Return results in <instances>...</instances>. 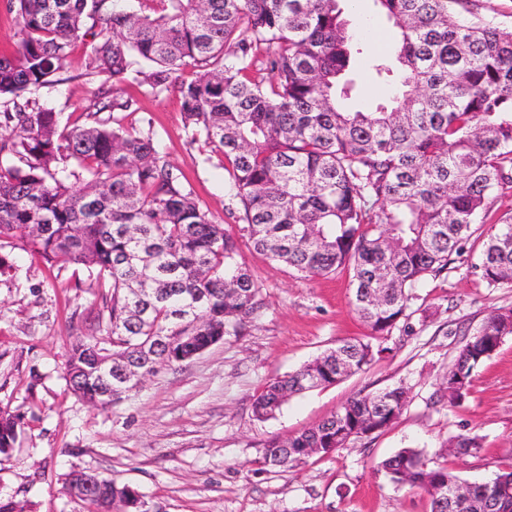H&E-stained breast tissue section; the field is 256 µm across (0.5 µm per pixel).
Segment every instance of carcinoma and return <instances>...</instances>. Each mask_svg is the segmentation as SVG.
<instances>
[{
    "label": "carcinoma",
    "instance_id": "cac0c4a2",
    "mask_svg": "<svg viewBox=\"0 0 512 512\" xmlns=\"http://www.w3.org/2000/svg\"><path fill=\"white\" fill-rule=\"evenodd\" d=\"M351 0H0L16 14V50L0 55V238L50 266L83 265L107 283L99 334L76 339L66 381L102 410L118 402L101 364L148 355L169 364L238 334L262 305L237 240L195 197L150 127L125 119L137 101L123 84L174 94L184 130L223 156L224 192L254 249L304 276L352 269L355 313L369 339L326 350L255 399L260 420L288 399L368 367L406 316L413 290L448 271L492 195L512 187V28L480 0H374L399 35L372 69L396 86L374 108L352 77L361 37ZM99 28L84 57L92 82L86 122L61 125L40 91L64 73L86 23ZM193 69L190 79L180 76ZM267 77H258L261 72ZM473 273L512 288V216L490 226ZM512 335V310L491 313L462 347L436 402L462 405L475 369ZM410 402L402 386L357 395L316 426L268 443L265 462L291 468L306 448H343L389 428ZM17 422L0 418V452ZM390 480L429 491L458 476L403 448L382 462ZM68 494L89 512H138L123 486ZM494 497L474 484L479 512Z\"/></svg>",
    "mask_w": 512,
    "mask_h": 512
}]
</instances>
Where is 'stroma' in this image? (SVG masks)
<instances>
[{
    "label": "stroma",
    "mask_w": 512,
    "mask_h": 512,
    "mask_svg": "<svg viewBox=\"0 0 512 512\" xmlns=\"http://www.w3.org/2000/svg\"><path fill=\"white\" fill-rule=\"evenodd\" d=\"M348 18L354 30H370V55L393 52L392 25L371 0H359ZM85 48L78 42L69 59V81L43 93L49 107L79 124L91 89L80 76ZM124 91L138 101L132 123L151 125L195 196L237 238L265 305L241 334L161 368L103 411L71 393L65 367L76 338L95 331L104 284L84 266L58 269L27 256L14 239H0V256L13 266L0 275V412L19 421L12 447L0 453V500L21 512H86L65 481L71 471L90 470L136 489L149 512H430L428 495L392 483L383 460L417 448L469 483L512 465V336L475 370L462 406L430 402L464 330L480 328L491 311L512 309V288L487 287L473 274L482 247L476 237L448 273L416 289L406 317L364 372L294 396L274 418L257 420L253 402L268 383L341 340L368 336L353 310L351 274L304 277L256 252L230 213L223 169L205 161L203 143L190 142L175 96L130 83ZM399 384L410 391L408 409L372 443L354 442L288 470L265 464L270 440L301 433L357 394ZM459 433L477 435L482 449L449 453L448 439Z\"/></svg>",
    "instance_id": "obj_1"
}]
</instances>
